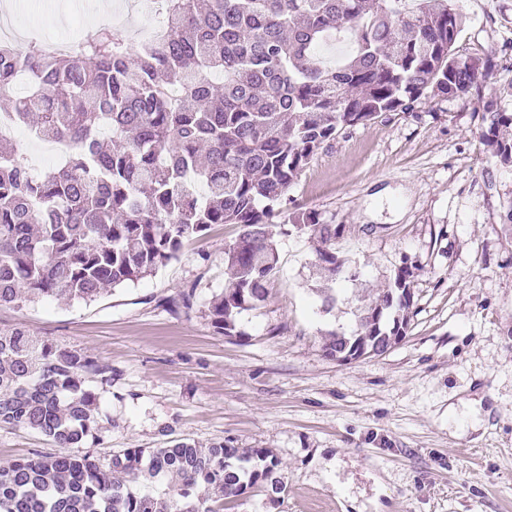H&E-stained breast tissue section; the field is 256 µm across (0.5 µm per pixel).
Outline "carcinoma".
Returning a JSON list of instances; mask_svg holds the SVG:
<instances>
[{"mask_svg":"<svg viewBox=\"0 0 512 512\" xmlns=\"http://www.w3.org/2000/svg\"><path fill=\"white\" fill-rule=\"evenodd\" d=\"M452 0H165L161 43L131 53L101 27L71 54L0 41V113L35 138L68 143L66 163L31 170L0 138V307L43 299L92 302L178 259L215 224L239 228L228 280L207 316L226 336L261 306L275 275L276 225L288 188L343 128L405 112L422 96L473 100L491 156L512 167V112L482 92L491 61L461 57ZM31 72L23 94L14 73ZM223 76L218 89L211 74ZM293 228L318 242L322 309L336 283L360 280L336 253L344 225L300 210ZM417 266L407 260L376 302L359 299L356 328L330 331L324 356L382 355L406 336ZM112 366L23 325L0 328V423L22 425L61 451L0 467V512H221L249 489L276 503L287 490L266 448L176 439L125 448L103 465L73 455L101 429L98 394ZM174 480L170 493L127 482Z\"/></svg>","mask_w":512,"mask_h":512,"instance_id":"1","label":"carcinoma"}]
</instances>
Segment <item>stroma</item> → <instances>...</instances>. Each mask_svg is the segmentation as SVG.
<instances>
[{
  "instance_id": "35a3bbf8",
  "label": "stroma",
  "mask_w": 512,
  "mask_h": 512,
  "mask_svg": "<svg viewBox=\"0 0 512 512\" xmlns=\"http://www.w3.org/2000/svg\"><path fill=\"white\" fill-rule=\"evenodd\" d=\"M459 55L491 60L485 91L512 83V0H453ZM24 38L77 36L113 22L75 0L15 16ZM474 103L425 96L407 112L346 127L288 189L274 216L281 268L264 306L227 337L205 310L225 285L238 235L212 226L179 258L98 301L0 309L54 344L112 367L97 386L98 439L80 454L172 439L267 448L287 491L276 505L252 491L230 512H512V168L496 163ZM345 225L339 252L364 293L387 288L402 259L417 265L405 338L347 363L324 357L322 331L350 329L346 298L324 314L316 239L296 233L295 208ZM485 426L472 431L471 422ZM54 442L0 424V465Z\"/></svg>"
}]
</instances>
